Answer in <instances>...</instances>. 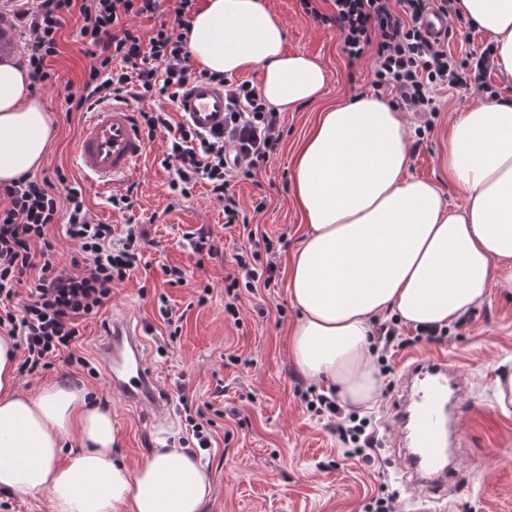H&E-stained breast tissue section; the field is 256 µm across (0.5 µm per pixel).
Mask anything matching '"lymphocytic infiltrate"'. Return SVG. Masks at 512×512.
<instances>
[{"instance_id":"lymphocytic-infiltrate-1","label":"lymphocytic infiltrate","mask_w":512,"mask_h":512,"mask_svg":"<svg viewBox=\"0 0 512 512\" xmlns=\"http://www.w3.org/2000/svg\"><path fill=\"white\" fill-rule=\"evenodd\" d=\"M199 0H171L170 18L150 35L130 25L133 17L157 16L159 0H38L34 10L16 9L15 27L28 35L26 61L33 86L52 83L48 61L59 52L58 33L71 10H78L80 35L91 47V60L82 75V91L68 95L71 110L89 112L107 102L135 109L134 123L143 138H162L161 163L171 169L169 192L191 198L197 185L208 188L220 204L225 224L239 223L241 206L231 183L253 176L276 155L283 135L281 114L262 97L253 81H239L195 66L188 43ZM306 15L337 29L349 65L372 55L376 87L389 91L403 112H438L435 88L463 86L471 75L479 89L494 59L492 47L456 57L424 27L429 10L458 15V0H330L322 12L314 0H300ZM206 80L224 91V129L204 135L174 121L171 109L191 84ZM154 106L143 109L146 100ZM63 185L58 197L54 184ZM113 210L127 214L123 235L108 224L95 223L81 186L64 172L55 179L24 175L0 185V331L16 337L24 359L19 371L33 374L52 368L56 359L90 368L75 343L83 319L98 313L112 297L113 287L127 279L142 260L149 243L144 225L132 215L138 206L133 187L114 193ZM62 223L78 248V258L62 265L46 236L49 225ZM271 242L251 240L235 257L236 269L224 279V310L235 315L239 288H272L277 266ZM33 283L27 297L16 286L24 276ZM308 410L337 418L336 434L347 459L365 456L375 442L371 419L344 414L335 396L312 393Z\"/></svg>"}]
</instances>
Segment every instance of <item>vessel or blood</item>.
<instances>
[{"mask_svg":"<svg viewBox=\"0 0 512 512\" xmlns=\"http://www.w3.org/2000/svg\"><path fill=\"white\" fill-rule=\"evenodd\" d=\"M182 119L209 133L224 126V92L199 82L179 101ZM145 155V141L136 131L131 108L106 104L87 113L75 151V163L92 186L108 190L129 179ZM144 339L125 316L113 317L99 351L114 395L131 404L149 405L156 418L169 410L154 386V373L143 357ZM458 375L445 358L420 357L406 365L401 394L393 419L404 445L402 472L410 487L427 491L436 500L448 498L449 483L459 476L457 467L444 461L446 402L458 392Z\"/></svg>","mask_w":512,"mask_h":512,"instance_id":"b4317fda","label":"vessel or blood"}]
</instances>
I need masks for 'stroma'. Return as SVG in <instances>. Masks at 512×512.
Here are the masks:
<instances>
[{
  "mask_svg": "<svg viewBox=\"0 0 512 512\" xmlns=\"http://www.w3.org/2000/svg\"><path fill=\"white\" fill-rule=\"evenodd\" d=\"M284 28L288 51L303 53L328 74L322 96L282 113L283 138L278 154L251 178L238 179L233 191L245 208L247 226H225L224 215L205 186L177 202L168 191L171 174L160 160L162 140L147 143L146 154L132 181L138 189L136 221L146 224L153 243L130 278L112 290V298L96 316L82 324L80 349L101 362L98 343L107 322L126 314L141 325L143 353L154 366L161 389L184 388L195 404L212 403L221 415L212 429L214 446L202 452L213 490L201 512H369L380 489L395 497V512H512V413L495 404V377L512 368V282L495 279L489 297L467 314L464 326L450 325L437 344L417 343L398 350L383 376L384 396L368 410L377 425V442L367 460H346L336 439L335 420L302 407L299 391L310 385L288 353V336L299 313L288 298V260L300 244L304 224L293 203L292 168L299 144L321 112L336 103L373 93L369 60L349 67L336 30L317 25L300 0H262ZM78 13L68 14L59 33V53L49 61L53 85L38 94L51 113L55 136L37 177L54 178L63 169L82 183L95 222L120 225L124 216L108 203L107 193L85 183L74 163V147L83 113L67 109L66 97L78 92L88 64L89 45L80 34ZM439 112L410 160L409 172L437 183L449 207L463 200L448 181V121L458 112L486 100L470 90L437 91ZM278 240L282 250L279 284L274 288L240 290L236 316L224 311V278L233 272L234 256L243 247L244 229ZM212 232L220 250L215 259H197L190 243L198 232ZM184 273L183 283L169 284L167 268ZM183 312L182 332L170 339L159 315L160 299ZM444 356L461 378V412L451 421L449 455L460 463L462 480L449 491L448 505L425 492L406 488L399 480L400 463L389 443L398 428L389 406L407 360ZM58 382L86 393L90 402L110 411L119 427L117 455L137 469L155 448H192L194 439L179 405H172L161 425L151 422L145 406H131L114 396L106 375L55 364L19 387L31 393Z\"/></svg>",
  "mask_w": 512,
  "mask_h": 512,
  "instance_id": "stroma-1",
  "label": "stroma"
}]
</instances>
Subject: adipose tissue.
I'll return each mask as SVG.
<instances>
[{"mask_svg": "<svg viewBox=\"0 0 512 512\" xmlns=\"http://www.w3.org/2000/svg\"><path fill=\"white\" fill-rule=\"evenodd\" d=\"M460 4L512 82V0ZM189 46L211 72L260 65V92L279 112L313 102L327 83L320 63L286 52L284 30L261 0H206ZM31 83L27 67L0 63L3 185L35 173L54 136ZM410 151L401 112L369 94L322 112L294 161L306 231L289 266L299 311L289 353L304 376L363 409L383 385L370 349L377 317L447 327L486 300L494 274L512 280V103L484 100L453 117L447 167L464 192L457 208L437 184L409 175ZM17 363L14 338L0 333V488L47 496L51 512H201L212 485L199 458L157 448L129 470L115 456L109 411L54 383L20 392ZM71 432L81 450L64 463Z\"/></svg>", "mask_w": 512, "mask_h": 512, "instance_id": "adipose-tissue-1", "label": "adipose tissue"}]
</instances>
